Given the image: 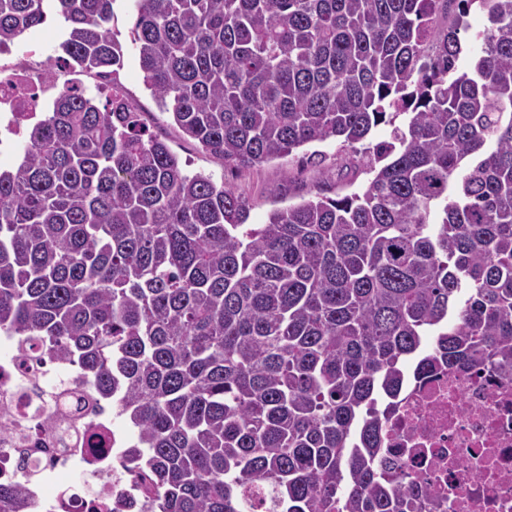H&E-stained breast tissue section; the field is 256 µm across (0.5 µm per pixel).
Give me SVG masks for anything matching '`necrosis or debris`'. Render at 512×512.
I'll list each match as a JSON object with an SVG mask.
<instances>
[{"label": "necrosis or debris", "instance_id": "1", "mask_svg": "<svg viewBox=\"0 0 512 512\" xmlns=\"http://www.w3.org/2000/svg\"><path fill=\"white\" fill-rule=\"evenodd\" d=\"M58 90L37 63L0 62V146L19 139ZM59 393L63 417L45 425L41 406ZM128 443L80 363L30 353L0 332V480L24 488L22 512H144L146 483L122 464ZM387 448L438 512H512V374L445 368L416 380L388 423ZM75 467L82 489L55 487Z\"/></svg>", "mask_w": 512, "mask_h": 512}]
</instances>
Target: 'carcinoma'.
Listing matches in <instances>:
<instances>
[{
  "label": "carcinoma",
  "instance_id": "carcinoma-1",
  "mask_svg": "<svg viewBox=\"0 0 512 512\" xmlns=\"http://www.w3.org/2000/svg\"><path fill=\"white\" fill-rule=\"evenodd\" d=\"M112 2L0 0V45L53 9L57 60L119 69ZM475 6L478 48L460 38ZM135 8L144 81L206 152L248 169L337 140L340 176L367 180L250 224L121 89L65 86L0 168V328L112 399L148 512L434 507L384 456L385 421L415 378L512 370V0ZM23 497L0 484V512Z\"/></svg>",
  "mask_w": 512,
  "mask_h": 512
}]
</instances>
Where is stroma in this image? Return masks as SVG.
<instances>
[{
    "instance_id": "obj_1",
    "label": "stroma",
    "mask_w": 512,
    "mask_h": 512,
    "mask_svg": "<svg viewBox=\"0 0 512 512\" xmlns=\"http://www.w3.org/2000/svg\"><path fill=\"white\" fill-rule=\"evenodd\" d=\"M112 11L110 28L124 54L118 79L127 98L140 112L146 129L167 142L187 173L210 176L236 190L248 203L249 221L253 224L265 223L271 210L299 202L317 192L335 195L340 187L338 168L343 156L336 141L318 144L323 160L317 164L307 163L301 155L295 154L251 169H238L210 155L197 141L184 135L170 115L159 108L144 83L138 51L131 40V29L136 21L135 0H114Z\"/></svg>"
}]
</instances>
